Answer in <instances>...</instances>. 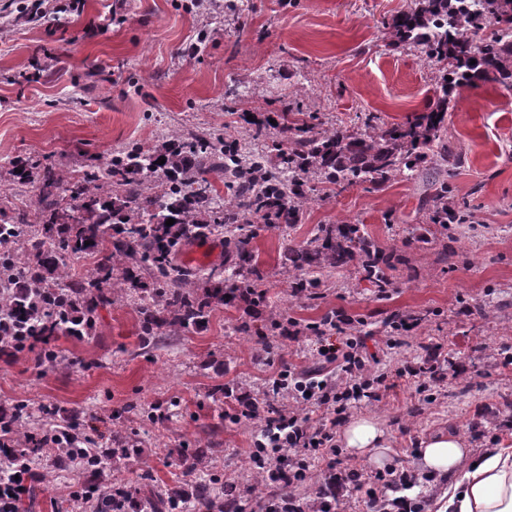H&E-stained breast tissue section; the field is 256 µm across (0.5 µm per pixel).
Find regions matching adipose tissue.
Here are the masks:
<instances>
[{
	"instance_id": "obj_1",
	"label": "adipose tissue",
	"mask_w": 512,
	"mask_h": 512,
	"mask_svg": "<svg viewBox=\"0 0 512 512\" xmlns=\"http://www.w3.org/2000/svg\"><path fill=\"white\" fill-rule=\"evenodd\" d=\"M346 448L374 463H382L390 443L385 430L371 417H357L344 428ZM418 469L448 486L436 512H512V447L488 448L470 458L466 440L451 431H438L419 443Z\"/></svg>"
}]
</instances>
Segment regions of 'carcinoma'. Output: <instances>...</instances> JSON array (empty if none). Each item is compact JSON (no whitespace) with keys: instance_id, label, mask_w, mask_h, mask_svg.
Instances as JSON below:
<instances>
[{"instance_id":"1","label":"carcinoma","mask_w":512,"mask_h":512,"mask_svg":"<svg viewBox=\"0 0 512 512\" xmlns=\"http://www.w3.org/2000/svg\"><path fill=\"white\" fill-rule=\"evenodd\" d=\"M390 35L414 46L438 65L435 97L426 110L403 123L364 129L315 132L303 119L270 112L261 122L239 114L242 138L198 126L162 135L154 148L127 146L104 164H90L69 175L56 163L16 159L15 185L37 189L39 223L26 212L9 216L0 207V345L17 351L33 336L91 334L97 309L112 304V289L126 290L139 316L143 342L162 331H189L205 323L218 306H246L262 298L261 276L231 284L216 270L188 269L177 254L194 239L224 232L238 271L252 268L248 225L260 219L274 226L297 224L318 180L326 195L360 182L383 184L396 175H411L418 161L432 153V163L454 168L461 157L443 138L453 93L479 83L512 89V0H414V7L392 18ZM165 158V163L157 160ZM224 177L231 198L224 202L208 178ZM428 220L443 229L468 224L472 215L451 197L443 183L432 195ZM173 218V225L166 220ZM94 260L81 273L73 260ZM285 263L299 272L292 287L309 293L321 281L308 276L349 263L372 287H388L393 267L360 224H321L301 246H289ZM145 271L150 283L139 285ZM47 444L31 436L0 471L26 469L34 454L48 453L54 466L73 464L94 474L112 459L131 460L135 449L104 448L83 432L76 414L57 425ZM208 449L182 458L189 473L198 470ZM255 487L269 489L260 509L268 510L283 495L279 474L257 462ZM141 486L118 484L112 502L101 507L125 512ZM237 498L233 484L216 478H195L187 490L166 495L150 491L143 498L149 512H225L224 497Z\"/></svg>"}]
</instances>
